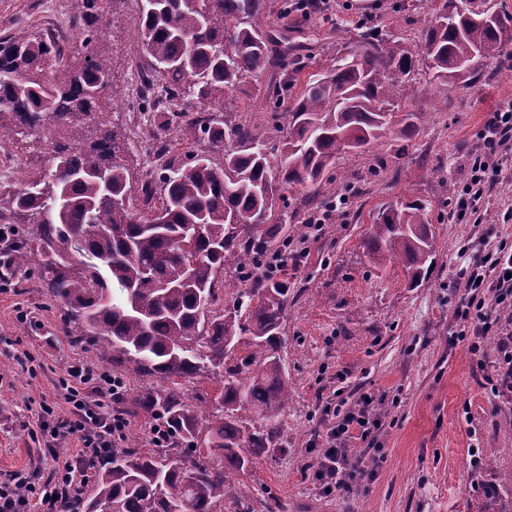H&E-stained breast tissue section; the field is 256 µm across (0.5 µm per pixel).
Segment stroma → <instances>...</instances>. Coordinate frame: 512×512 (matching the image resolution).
Here are the masks:
<instances>
[{"instance_id":"stroma-1","label":"stroma","mask_w":512,"mask_h":512,"mask_svg":"<svg viewBox=\"0 0 512 512\" xmlns=\"http://www.w3.org/2000/svg\"><path fill=\"white\" fill-rule=\"evenodd\" d=\"M442 0H334L329 9L285 12L284 0H266L257 25L289 29L303 64L292 106L309 76L352 52L357 24L383 30L416 48ZM48 0H0V37L46 28ZM136 0H117L101 20L99 50L112 71L110 120L130 138L129 164L142 181L147 163L138 143L129 97L147 58L137 31ZM474 76L447 87L419 64L398 114L419 115L406 137L384 135L370 148L345 153L325 173L323 193L285 190L276 207L284 225L274 250L290 254L283 278L288 308L280 355L291 400L279 417V446L258 456L242 479L253 490L254 512H478L484 493L512 497V390L494 393L484 378L497 370L499 339L485 338L471 354L456 337L452 307L464 258L512 241V158L491 173L479 210L453 219L470 178V160L485 153L487 124L512 101V59L483 58ZM279 81L274 71L246 78L225 98L242 121L267 120L264 107ZM419 200L428 207L437 252L419 286L397 266L376 270L364 242L380 208ZM338 203L321 231L307 219ZM310 253L293 257L301 241ZM66 310L38 287L35 275L7 269L0 279V483L21 472L42 484L51 466V431L71 418L58 380L68 365L83 363L120 376L123 398L152 385L132 367L101 360L94 342L73 343L63 331ZM381 397L384 460L372 478L343 496L320 492L316 449L333 424L332 408L353 406L361 393ZM478 447L483 468L469 467Z\"/></svg>"}]
</instances>
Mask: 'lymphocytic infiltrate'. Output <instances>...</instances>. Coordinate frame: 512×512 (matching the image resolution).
<instances>
[{"mask_svg": "<svg viewBox=\"0 0 512 512\" xmlns=\"http://www.w3.org/2000/svg\"><path fill=\"white\" fill-rule=\"evenodd\" d=\"M487 145V153L472 162L470 179L459 201V215L476 210L489 174L497 168L496 156L512 154V107L494 113L488 124ZM458 281L464 290L453 311L459 336L470 337L469 350L475 354L485 336L498 335L501 363L495 381L501 385L512 383V330L496 316L500 310L512 312V244L500 242L496 250L460 268ZM61 383L73 415L54 428L52 436L58 440L78 435L82 448L77 457L55 463L57 482L44 488L41 512H66L70 493L79 492L85 482L88 464L111 457L129 425L128 418L111 407L112 400L122 393L121 378L96 373L88 366L72 365L66 368ZM103 394L110 396V404L100 402ZM375 401L371 393H362L356 405L328 428L315 471L325 494L348 493L366 477L362 457L351 453L349 446L375 445L382 426Z\"/></svg>", "mask_w": 512, "mask_h": 512, "instance_id": "1", "label": "lymphocytic infiltrate"}]
</instances>
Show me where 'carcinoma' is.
<instances>
[{
    "instance_id": "cac0c4a2",
    "label": "carcinoma",
    "mask_w": 512,
    "mask_h": 512,
    "mask_svg": "<svg viewBox=\"0 0 512 512\" xmlns=\"http://www.w3.org/2000/svg\"><path fill=\"white\" fill-rule=\"evenodd\" d=\"M70 2V25L84 34L81 57H66L50 32L0 39V129L41 131L46 142L45 169L0 196L6 254L20 270L40 256L39 280L66 308L64 329L74 342L92 338L101 358L159 381L125 409L161 420L177 449L157 457L127 439L78 508L221 512L229 494L237 512H253L252 489L235 475L278 446L290 396L278 349L288 283L264 276L240 288L220 275L250 269L267 250L278 187L314 190L343 153L416 129L415 113L396 127L394 109L419 59L450 84L471 74L464 69L471 58L503 54L512 31L484 0H443L416 53L358 26L355 53L308 79L288 112L276 99L267 124L248 126L224 95L277 61L300 72L288 34L257 26L264 0H141L149 76L168 85L169 100L182 101L152 118L161 128L177 122L199 131L222 162L202 154L183 161L161 141L158 172L143 179L138 208L128 136L102 111L110 69L97 55L98 33L85 28L109 0ZM275 131L286 135L274 178ZM16 215L32 227L15 228ZM365 247L373 266L399 264L418 285L436 252L426 205H387ZM157 281L169 288L157 293ZM221 284L231 301L218 310ZM195 377L215 383L219 396L189 400L176 379ZM256 418L265 425L255 427Z\"/></svg>"
}]
</instances>
